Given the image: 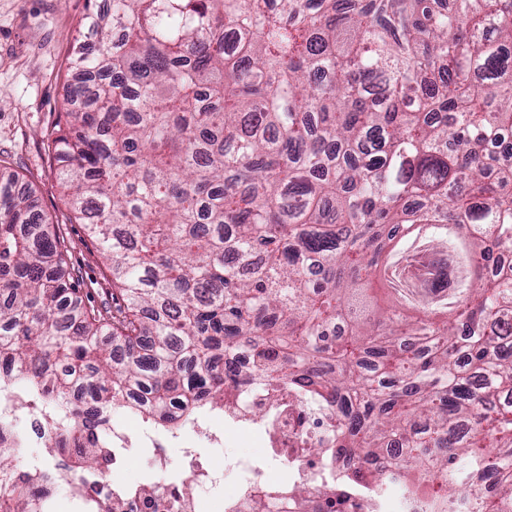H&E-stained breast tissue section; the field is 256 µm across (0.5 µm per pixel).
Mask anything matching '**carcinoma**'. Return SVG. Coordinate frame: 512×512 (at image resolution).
Returning a JSON list of instances; mask_svg holds the SVG:
<instances>
[{
    "label": "carcinoma",
    "instance_id": "1",
    "mask_svg": "<svg viewBox=\"0 0 512 512\" xmlns=\"http://www.w3.org/2000/svg\"><path fill=\"white\" fill-rule=\"evenodd\" d=\"M104 0L49 155L112 279L0 180V387L79 477L135 405L170 429L248 364L326 416L353 466L263 512H341L388 469L431 512H512V0ZM418 312L375 313V274ZM349 316L345 333L336 323ZM0 421V512H40Z\"/></svg>",
    "mask_w": 512,
    "mask_h": 512
}]
</instances>
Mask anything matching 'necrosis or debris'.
<instances>
[{
	"label": "necrosis or debris",
	"instance_id": "obj_1",
	"mask_svg": "<svg viewBox=\"0 0 512 512\" xmlns=\"http://www.w3.org/2000/svg\"><path fill=\"white\" fill-rule=\"evenodd\" d=\"M0 418L13 421L17 452L26 461L27 474L41 478L45 500L54 501L63 489L82 512H197L203 502L212 512H243V503L256 487L276 488L271 474L280 467H287L288 482L294 485L327 465L324 455L308 450L316 424L312 408L285 390L271 393L259 387L244 394L226 393L221 406L171 429H158L145 420L132 433L123 422L112 421L105 428L116 449L111 468L80 484L51 457L36 456V449L50 447L53 431L15 390L0 392ZM232 436L256 439L259 453L217 459L216 449L227 447ZM134 448L152 449V466L161 471L169 465L167 449H179L178 479L159 482L157 492L149 496L120 487L111 470Z\"/></svg>",
	"mask_w": 512,
	"mask_h": 512
}]
</instances>
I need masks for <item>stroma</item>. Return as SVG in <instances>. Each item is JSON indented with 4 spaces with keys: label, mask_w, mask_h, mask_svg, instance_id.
<instances>
[{
    "label": "stroma",
    "mask_w": 512,
    "mask_h": 512,
    "mask_svg": "<svg viewBox=\"0 0 512 512\" xmlns=\"http://www.w3.org/2000/svg\"><path fill=\"white\" fill-rule=\"evenodd\" d=\"M93 0H0V172L28 184L35 212L72 241V262L94 304L109 297L101 258L84 225L71 221L57 166L45 146L58 117L66 67L80 49L79 24Z\"/></svg>",
    "instance_id": "stroma-1"
}]
</instances>
